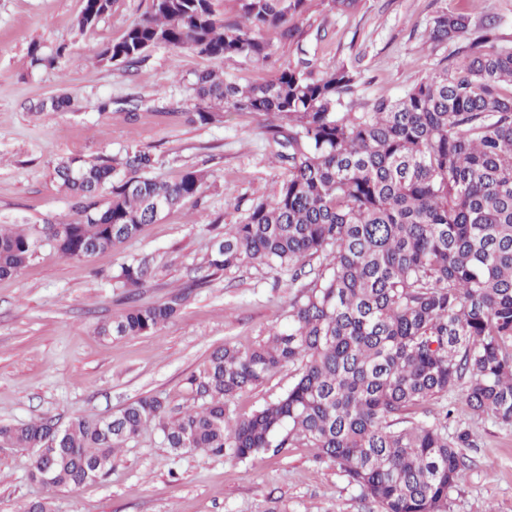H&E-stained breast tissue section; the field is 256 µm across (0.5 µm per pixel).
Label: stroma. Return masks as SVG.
Here are the masks:
<instances>
[{
  "label": "stroma",
  "mask_w": 512,
  "mask_h": 512,
  "mask_svg": "<svg viewBox=\"0 0 512 512\" xmlns=\"http://www.w3.org/2000/svg\"><path fill=\"white\" fill-rule=\"evenodd\" d=\"M151 0H116L85 35L74 24L81 0H0V225L42 227L72 219L55 168L65 158L104 159L122 166L149 152L151 174L176 181L204 174L200 199L186 201L122 248L78 262L43 245L18 274L0 279V425L37 418L67 423L104 417L138 397L161 393L172 412L192 407L191 376L211 351L249 348L272 327L288 325L297 296L287 272L263 264L213 272L207 266L214 224H235L270 198L283 177L253 112H227L221 121L192 118V83L204 69L246 86L271 77L286 59L306 55L315 74L345 64L357 68L360 101L395 99L457 45H434L435 16L462 13L496 22L500 44L512 49V0H358L349 10L308 0L300 42L274 40L262 63L219 60L191 50L155 48L134 66L101 63L89 45L119 39L150 9ZM71 54L49 68L32 48ZM70 95L65 112L40 110L50 96ZM148 258L151 271L137 304L185 296L179 314L144 336L104 338L98 327L124 316L126 291L116 281L124 263ZM294 371L281 369L236 396L228 414L250 416L287 389ZM451 424L469 426L477 445L452 495L453 512H512V430L474 417L463 391L448 396ZM30 448L0 447V512H19L41 494L29 478ZM54 512H375L335 466L315 449L297 447L243 462L224 455L173 451L145 430L115 459L103 480L53 495Z\"/></svg>",
  "instance_id": "1"
}]
</instances>
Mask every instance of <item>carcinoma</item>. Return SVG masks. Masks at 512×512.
Wrapping results in <instances>:
<instances>
[{
	"label": "carcinoma",
	"mask_w": 512,
	"mask_h": 512,
	"mask_svg": "<svg viewBox=\"0 0 512 512\" xmlns=\"http://www.w3.org/2000/svg\"><path fill=\"white\" fill-rule=\"evenodd\" d=\"M115 0H82V35ZM307 0H238L224 18L215 0H151L122 38L87 51L132 65L151 48L190 49L222 59L263 61L265 33L295 40ZM429 40L459 42L462 61L427 75L402 98L353 100L361 72L340 66L320 76L286 60L248 86L212 71L193 83L197 120L225 111L281 120L269 126L286 174L273 196L215 238L213 271L277 266L298 284L288 328L247 349L218 347L188 380L196 406L171 417L161 394L138 398L110 419H40L0 425V447L50 448L33 457L54 482L24 512H52L51 495L95 482L115 453L154 428L175 451L204 450L238 460L314 448L335 464L377 512H450V495L474 447L468 426L448 430L443 400L465 389L472 415L512 427V50L493 22L464 14L433 19ZM136 154L117 170L107 160L68 158L55 168L77 218L32 233L0 226V278L11 277L48 241L87 261L135 238L201 193L203 175L150 177ZM109 190L102 203L98 197ZM146 260L121 267L123 288L140 287ZM183 295L130 307L100 336H142L174 318ZM285 366L292 383L234 428L226 408ZM426 404L416 418L411 410Z\"/></svg>",
	"instance_id": "1"
}]
</instances>
